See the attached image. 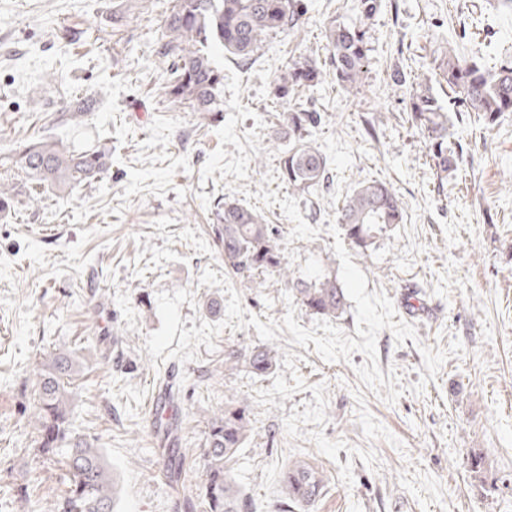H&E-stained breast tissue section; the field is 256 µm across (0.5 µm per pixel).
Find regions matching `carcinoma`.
<instances>
[{
	"instance_id": "1",
	"label": "carcinoma",
	"mask_w": 512,
	"mask_h": 512,
	"mask_svg": "<svg viewBox=\"0 0 512 512\" xmlns=\"http://www.w3.org/2000/svg\"><path fill=\"white\" fill-rule=\"evenodd\" d=\"M381 0H354V15L330 19L325 39L332 49L331 65L336 84L347 93L359 92L370 63L368 24ZM297 0H175L165 20L158 53L171 58L166 92L176 102L188 101L200 112L215 111L224 88V70L215 65L208 48L217 46L232 58L248 60L259 53L267 39L295 25ZM437 83L448 86L459 112H475L486 123H496L512 112V63L486 68L480 61L446 50L434 59ZM324 82L317 63L307 57L292 61L274 80V93L288 99L298 89L314 90ZM395 85L406 88L411 126L422 136L438 180L445 181L456 169L448 150L452 117L434 86L407 83L396 73ZM320 121L317 112L298 106L282 114L277 138L288 140L282 176L288 189L301 197L313 196L329 183L327 155L306 141L305 133ZM17 169L38 189L63 191L91 182L108 170L109 154L99 149L79 150L41 140L14 151ZM404 208L394 189L373 181L357 185L338 211L349 244L366 251L395 224L403 222ZM218 220L224 224V264L248 287L259 275L285 280L297 304L322 316L338 317L346 308V295L336 279L323 276L307 281L287 273L288 266L278 231L263 222L254 210L226 201ZM275 365L272 351L257 347L248 353L224 351V371L256 376ZM38 398L33 417L37 422L34 454L47 469L65 467L66 489L49 506V512H114L116 489L100 449L73 429L70 421L69 386L79 374V359L72 351H55L40 361ZM253 431L250 405L230 394L224 409L205 431L202 469L187 477L185 456L168 458V478L190 494L198 512H248L246 494L235 480V466ZM286 500L301 512L324 495L328 478L324 471L304 461L282 469Z\"/></svg>"
}]
</instances>
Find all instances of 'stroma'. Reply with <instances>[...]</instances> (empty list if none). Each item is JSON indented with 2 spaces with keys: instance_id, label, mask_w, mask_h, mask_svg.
<instances>
[{
  "instance_id": "1",
  "label": "stroma",
  "mask_w": 512,
  "mask_h": 512,
  "mask_svg": "<svg viewBox=\"0 0 512 512\" xmlns=\"http://www.w3.org/2000/svg\"><path fill=\"white\" fill-rule=\"evenodd\" d=\"M296 26L253 63L213 53L219 111L164 89L158 54L174 0H0V157L54 137L112 150L108 171L72 191L34 192L0 166V485L8 512H33L64 489L42 472L30 422L44 353L75 351L77 432L100 448L118 488L114 512H192L160 474L148 425L153 394L178 391L173 447L200 467L207 422L224 397L246 399L253 433L235 472L251 512H281L288 460L321 466L328 492L312 512H512V112L496 124L462 113L450 130L457 168L439 181L391 82L437 79L453 45L486 67L512 60V0H381L369 24L360 92L331 75L324 24L352 0H303ZM326 79L275 98L298 56ZM92 99L75 116V104ZM321 116L309 132L330 159L314 199L282 178V112ZM382 181L405 214L366 252L337 222L357 183ZM262 214L288 268L334 274L347 296L329 318L306 311L278 277L241 287L224 265L218 201ZM220 314L207 311L209 298ZM112 310L100 323L98 306ZM112 338L104 358L99 336ZM271 349L266 375H225L224 348ZM484 465L473 472L471 459Z\"/></svg>"
}]
</instances>
